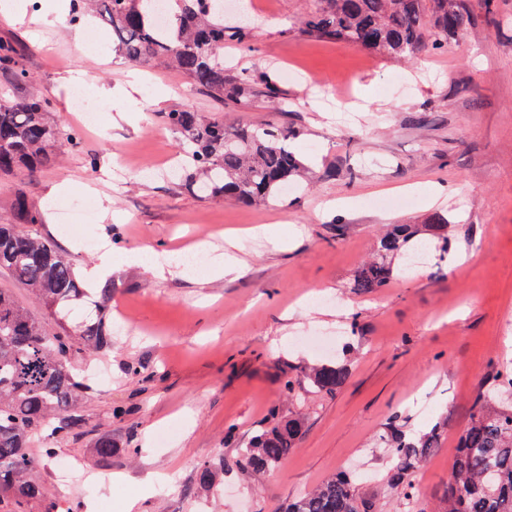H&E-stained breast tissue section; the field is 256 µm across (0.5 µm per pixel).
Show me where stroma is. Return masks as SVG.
<instances>
[{
  "label": "stroma",
  "mask_w": 512,
  "mask_h": 512,
  "mask_svg": "<svg viewBox=\"0 0 512 512\" xmlns=\"http://www.w3.org/2000/svg\"><path fill=\"white\" fill-rule=\"evenodd\" d=\"M465 2L463 42L400 60L297 33L317 0H258L248 41L225 45L224 67L267 74L281 93L278 107L260 100L233 108L176 70L148 67L161 96L132 111L120 90L134 68L101 20L59 27L43 20L46 0H24L23 23H0V41L16 47L30 75L19 84L0 70V99L46 97L54 122L82 141L36 180L0 177V221L11 218L19 193L43 209L42 233L82 275L80 309L112 331L110 350L75 357L76 367L91 369L76 407L83 426L61 438L40 470L56 490L58 459L79 461L82 479L62 512H99L106 503L123 512L132 498L134 512H281L346 468L364 471L361 488L384 512H403L376 446L396 412L411 431L445 425L416 475L420 505L431 512L472 402L512 365V0ZM75 73L103 107L96 127L81 126L72 110L74 90L63 79ZM365 85L374 101L361 109L355 97ZM186 106L228 125L294 129L290 144L310 182L255 206L198 197L180 179L177 139L164 121ZM137 162L146 174L131 171ZM64 180L75 190L47 206ZM336 199L348 207L325 210ZM83 200L93 220L66 229L60 209ZM437 214L450 224L445 260L430 257L415 276L371 294L355 288L387 217L426 224ZM257 224L279 225L294 239L285 249L242 239V272L220 279L199 269L160 278L129 259L153 250L174 257L191 239L220 254L225 231ZM106 246L118 265L104 279L85 278ZM306 330L341 337L350 376L335 397L303 389L292 397L284 387L323 358L296 345ZM298 406L307 419L296 448L272 475L243 480L230 467L237 450L272 411ZM103 433L114 442L108 466L94 452ZM206 461L208 491L196 484ZM157 474L161 482L142 492Z\"/></svg>",
  "instance_id": "obj_1"
}]
</instances>
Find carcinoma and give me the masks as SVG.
I'll return each instance as SVG.
<instances>
[{
	"label": "carcinoma",
	"instance_id": "1",
	"mask_svg": "<svg viewBox=\"0 0 512 512\" xmlns=\"http://www.w3.org/2000/svg\"><path fill=\"white\" fill-rule=\"evenodd\" d=\"M160 0H73L77 14L90 12L112 29L117 51L132 65L164 63L183 74L202 94L234 106L261 95L279 102L277 86L259 73L236 76L224 70V44L247 39V27L224 21L221 0H171L165 26L155 16ZM464 0H319L298 26L315 36L387 57L404 58L423 49L438 50L452 39L464 40L470 25ZM17 50L0 42V69L19 83L29 81L17 67ZM50 101L33 93L21 101L0 99V175L21 171L35 179L69 150L80 136L49 119ZM186 157L183 184L201 198H231L244 205L268 202L304 170L290 148L297 131L274 124L227 128L215 116L190 107L165 115ZM43 213L24 194L16 196L13 223L0 222V271L29 293L31 302L49 309L83 294L75 261L44 236ZM425 230L441 249L448 247V220L436 214ZM416 224H394L377 241L355 287L374 292L393 279L392 260L408 254L419 235ZM91 352L112 347L103 322L71 333L53 330L12 294L0 291V512H58V493L49 494L35 478L43 458L55 454L59 434L82 426L74 412L84 383L73 366L75 344ZM349 377L338 359L311 368L304 381L316 393L335 396ZM298 414H276L269 426L239 450L233 465L260 476L277 470L296 448L304 431ZM441 427L406 432L393 415L380 435L387 463L386 482L405 505L414 508L418 491L413 474L439 448ZM100 462L112 458L109 434L95 441ZM444 512H512V376L481 392L469 421L457 437L453 476L442 494ZM283 512H380L361 492L359 478L342 472L288 502Z\"/></svg>",
	"mask_w": 512,
	"mask_h": 512
}]
</instances>
